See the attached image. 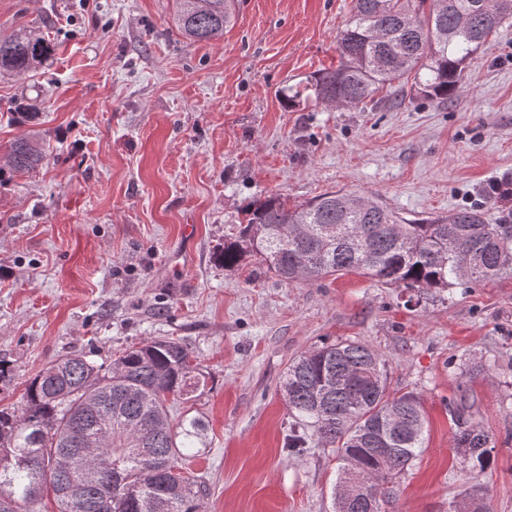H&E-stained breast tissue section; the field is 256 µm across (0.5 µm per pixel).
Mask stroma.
<instances>
[{
  "label": "stroma",
  "mask_w": 512,
  "mask_h": 512,
  "mask_svg": "<svg viewBox=\"0 0 512 512\" xmlns=\"http://www.w3.org/2000/svg\"><path fill=\"white\" fill-rule=\"evenodd\" d=\"M354 0H235L207 42L175 26V0H0V36L55 44L22 77L0 75V157L20 135L47 157L0 182V409L69 351L109 365L157 337L186 345L208 376L193 406L208 444L186 461L201 512H332L339 463L288 446L289 363L358 340L389 390L419 393L426 447L388 512H448L470 486L512 512V275L468 292L411 296L349 272L284 282L255 260L214 254L271 193L289 205L340 189L411 221L478 208L512 224V23L442 103L414 83L402 103L285 107L279 91L339 63ZM32 112L25 126L18 109ZM485 369L461 382L456 365ZM466 401L490 430L481 472L463 468L448 411Z\"/></svg>",
  "instance_id": "stroma-1"
}]
</instances>
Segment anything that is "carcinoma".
Masks as SVG:
<instances>
[{"mask_svg":"<svg viewBox=\"0 0 512 512\" xmlns=\"http://www.w3.org/2000/svg\"><path fill=\"white\" fill-rule=\"evenodd\" d=\"M233 19L232 0H176L182 36L206 41ZM512 19V0H355L339 32V65L314 75L304 90L315 100L352 107L382 88L403 97L414 74L421 94L444 101L488 38ZM54 45L20 29L0 38V73L22 75L45 62ZM45 152L21 136L0 178L36 170ZM258 257L285 282L358 271L406 290L462 288L512 275V224H488L464 208L433 224L402 223L378 201L364 208L353 194L326 192L295 207L280 194L250 204L247 223L224 242L226 268ZM208 385L192 351L168 338L125 350L105 369L84 352L47 362L29 381L24 407L0 409V512H30L52 491L58 512H199L204 488L179 467L184 449L207 446L206 425L175 405ZM281 392L300 448H332L336 486L354 463L382 482L385 504L424 448L422 397L390 395L385 363L361 341L308 350L291 361ZM454 445L466 467L482 470L493 436L450 409ZM93 453L74 458L73 449ZM122 483L109 484L104 466ZM460 512H489L479 488Z\"/></svg>","mask_w":512,"mask_h":512,"instance_id":"carcinoma-1","label":"carcinoma"}]
</instances>
